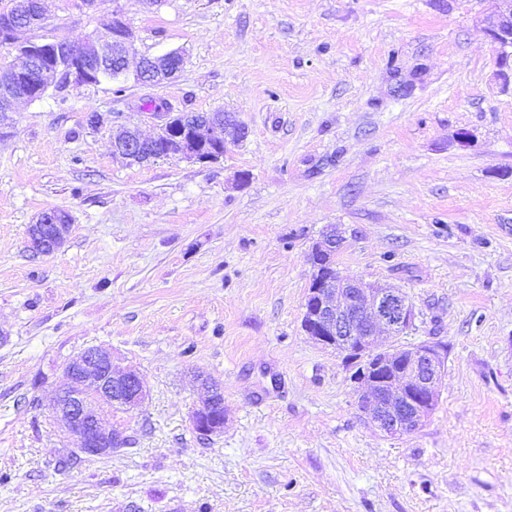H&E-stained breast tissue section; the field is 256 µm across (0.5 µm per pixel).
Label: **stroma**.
I'll list each match as a JSON object with an SVG mask.
<instances>
[{
  "mask_svg": "<svg viewBox=\"0 0 512 512\" xmlns=\"http://www.w3.org/2000/svg\"><path fill=\"white\" fill-rule=\"evenodd\" d=\"M494 8L54 0L23 40L103 37L118 14L135 57L184 63L156 87L58 83L0 134V512H512V86ZM152 99L235 113L248 135L216 162L129 163L111 134H152ZM50 209L70 233L36 257L28 228ZM330 224L342 274L413 303L400 344L445 346L414 433L366 424L342 355L302 329ZM90 346L147 398L100 409L129 446L74 460L50 403ZM200 373L224 387L207 440L191 427Z\"/></svg>",
  "mask_w": 512,
  "mask_h": 512,
  "instance_id": "1",
  "label": "stroma"
}]
</instances>
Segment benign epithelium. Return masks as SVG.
Listing matches in <instances>:
<instances>
[{"mask_svg":"<svg viewBox=\"0 0 512 512\" xmlns=\"http://www.w3.org/2000/svg\"><path fill=\"white\" fill-rule=\"evenodd\" d=\"M49 2L15 0L14 7L0 15V44L15 48L23 58L21 65L0 71V129L17 103L41 98L59 79L83 85L102 78L119 80L126 75L133 41L131 31L120 18L113 20L110 36L105 40L18 42L21 31L44 19ZM495 2V10L485 19L486 31L498 48L500 75L507 80L512 79V0ZM182 61L176 51L144 57L136 79L145 86L160 85L176 73ZM149 117L157 121L155 135L145 138L137 129L124 127L112 136L114 153L133 164L173 156L212 162L221 155L208 154L205 147L235 142L246 129L229 113H191L186 116L192 123L189 136L171 142L172 113L157 109ZM69 232L70 225L64 223L61 211H45L28 232V248L36 256H50L62 248ZM340 245L341 239L332 231L313 244L311 253L333 255ZM303 307V329L313 342L343 348L357 343L374 356L372 364L352 379L364 421L384 437L403 436L420 429L440 392L445 357L434 343L396 344L415 318L405 293L314 267ZM63 370L66 383L56 392L51 410L59 424L76 438L78 445L72 452L78 456L108 457L126 446L128 436L106 425L99 407L141 406L146 392L138 372L116 369L111 351L101 346L84 349L67 360ZM199 386L204 398L193 411L191 423L199 436L209 437L223 428V424L212 420V412L224 406L220 399L223 389L207 377L199 379Z\"/></svg>","mask_w":512,"mask_h":512,"instance_id":"benign-epithelium-1","label":"benign epithelium"}]
</instances>
